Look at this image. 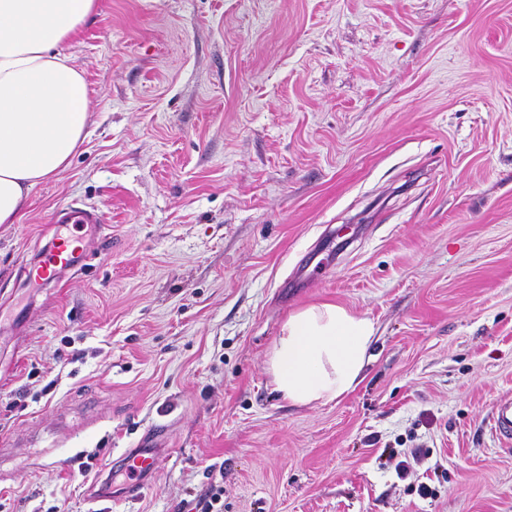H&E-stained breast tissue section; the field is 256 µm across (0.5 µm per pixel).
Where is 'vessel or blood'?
Returning a JSON list of instances; mask_svg holds the SVG:
<instances>
[{"instance_id": "vessel-or-blood-1", "label": "vessel or blood", "mask_w": 512, "mask_h": 512, "mask_svg": "<svg viewBox=\"0 0 512 512\" xmlns=\"http://www.w3.org/2000/svg\"><path fill=\"white\" fill-rule=\"evenodd\" d=\"M105 222L104 212L95 206L66 204L57 209L50 225L54 234L48 246L38 251L27 266V279L42 287L61 281L66 273L80 269L90 256L87 244L77 242L75 237L63 236L59 228L73 224L93 231L101 230ZM491 430L500 440L512 442V398L496 402L491 415ZM159 454L153 448H132L122 457L126 470L139 477L151 475Z\"/></svg>"}]
</instances>
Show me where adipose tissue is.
I'll return each instance as SVG.
<instances>
[{
    "label": "adipose tissue",
    "instance_id": "adipose-tissue-1",
    "mask_svg": "<svg viewBox=\"0 0 512 512\" xmlns=\"http://www.w3.org/2000/svg\"><path fill=\"white\" fill-rule=\"evenodd\" d=\"M97 0H0V224L20 221L31 191L84 142L89 89L62 47ZM374 321L319 302L292 311L268 357L276 392L297 406L340 399L362 381Z\"/></svg>",
    "mask_w": 512,
    "mask_h": 512
}]
</instances>
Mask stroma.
<instances>
[{
	"mask_svg": "<svg viewBox=\"0 0 512 512\" xmlns=\"http://www.w3.org/2000/svg\"><path fill=\"white\" fill-rule=\"evenodd\" d=\"M63 51L86 139L0 224V512H512V0H97ZM70 202L103 255L22 285ZM323 301L374 356L296 406L268 354ZM491 430L500 440L512 442V398L496 402L491 415ZM158 450L155 448H131L122 457L124 468L141 477V481L127 488V499L132 500L138 497L143 488L142 481L151 475L157 468L159 459Z\"/></svg>",
	"mask_w": 512,
	"mask_h": 512,
	"instance_id": "35a3bbf8",
	"label": "stroma"
}]
</instances>
